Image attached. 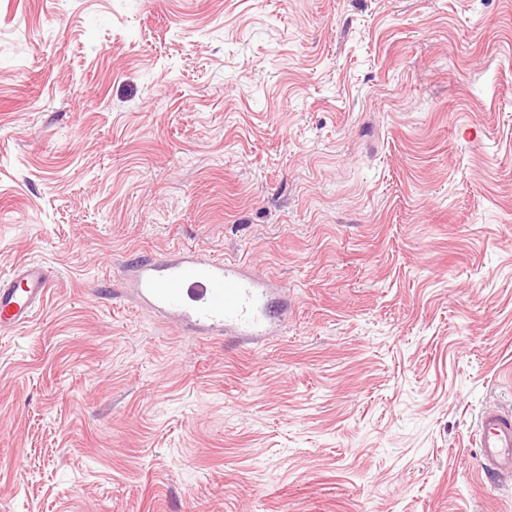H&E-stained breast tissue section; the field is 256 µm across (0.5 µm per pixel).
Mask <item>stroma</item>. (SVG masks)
Segmentation results:
<instances>
[{"label": "stroma", "instance_id": "obj_1", "mask_svg": "<svg viewBox=\"0 0 512 512\" xmlns=\"http://www.w3.org/2000/svg\"><path fill=\"white\" fill-rule=\"evenodd\" d=\"M187 248L259 345L120 293ZM0 512H512V0H0ZM51 286L52 275L48 268L34 262L19 263L13 278L0 283V331L28 322ZM478 448L481 467L490 481L512 474V414L486 410L480 420Z\"/></svg>", "mask_w": 512, "mask_h": 512}]
</instances>
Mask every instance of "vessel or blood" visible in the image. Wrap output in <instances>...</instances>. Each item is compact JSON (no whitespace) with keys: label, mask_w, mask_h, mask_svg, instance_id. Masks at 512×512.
Instances as JSON below:
<instances>
[{"label":"vessel or blood","mask_w":512,"mask_h":512,"mask_svg":"<svg viewBox=\"0 0 512 512\" xmlns=\"http://www.w3.org/2000/svg\"><path fill=\"white\" fill-rule=\"evenodd\" d=\"M52 286L48 268L34 262L16 266L13 278L0 283V331L30 319ZM133 286L153 310L176 318L201 334L265 340L281 325L287 305L275 304L271 278L228 258L186 254L165 262L146 261L136 269ZM477 446L488 480L512 474V414L486 410Z\"/></svg>","instance_id":"vessel-or-blood-1"}]
</instances>
